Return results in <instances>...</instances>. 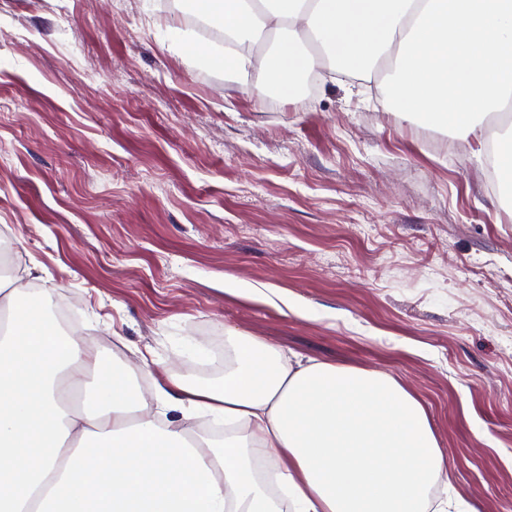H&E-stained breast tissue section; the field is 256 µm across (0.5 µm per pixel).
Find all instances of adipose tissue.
I'll list each match as a JSON object with an SVG mask.
<instances>
[{
  "label": "adipose tissue",
  "mask_w": 512,
  "mask_h": 512,
  "mask_svg": "<svg viewBox=\"0 0 512 512\" xmlns=\"http://www.w3.org/2000/svg\"><path fill=\"white\" fill-rule=\"evenodd\" d=\"M224 32L195 54L225 82L296 95L320 47L334 73L389 72L384 104L493 141L512 176V132L484 119L512 106V0H194ZM275 43L258 50L265 37ZM0 277V512H454L430 499L454 467L422 402L393 376L293 360L230 337L222 380L162 372L151 397L127 370L60 332L40 293ZM223 421L215 441L194 425ZM268 458L271 493L254 460Z\"/></svg>",
  "instance_id": "1"
}]
</instances>
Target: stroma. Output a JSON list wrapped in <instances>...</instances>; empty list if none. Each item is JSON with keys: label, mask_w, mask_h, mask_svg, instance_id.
<instances>
[{"label": "stroma", "mask_w": 512, "mask_h": 512, "mask_svg": "<svg viewBox=\"0 0 512 512\" xmlns=\"http://www.w3.org/2000/svg\"><path fill=\"white\" fill-rule=\"evenodd\" d=\"M187 0H0V230L22 286L148 386L242 332L388 373L460 512H512V180L382 104L386 74L257 97ZM288 299L287 313L225 281Z\"/></svg>", "instance_id": "35a3bbf8"}]
</instances>
